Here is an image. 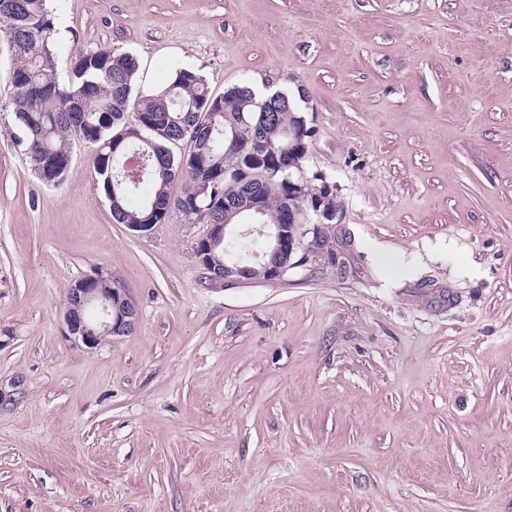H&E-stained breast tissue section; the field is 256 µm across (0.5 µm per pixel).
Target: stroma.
<instances>
[{
	"label": "stroma",
	"mask_w": 512,
	"mask_h": 512,
	"mask_svg": "<svg viewBox=\"0 0 512 512\" xmlns=\"http://www.w3.org/2000/svg\"><path fill=\"white\" fill-rule=\"evenodd\" d=\"M64 47L213 94L303 89L339 267L205 279V225L113 223L75 145L56 186L8 108L0 24V512H512V0H52ZM136 306L97 348L69 290ZM108 276L111 282L107 275L98 271L80 279L79 288L72 287L69 290L71 300L66 313L68 337L88 348L97 347L107 337L129 332L137 321L135 306L118 282L112 281V275ZM90 282L94 283L96 288H87ZM112 283L114 286L117 283L120 288H113ZM114 297L123 298L124 305L112 312ZM91 309L96 312L94 317L85 314L86 310Z\"/></svg>",
	"instance_id": "stroma-1"
}]
</instances>
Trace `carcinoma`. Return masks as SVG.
I'll return each instance as SVG.
<instances>
[{"mask_svg": "<svg viewBox=\"0 0 512 512\" xmlns=\"http://www.w3.org/2000/svg\"><path fill=\"white\" fill-rule=\"evenodd\" d=\"M0 23L27 46L16 54L10 73V106L32 169L68 161L77 142L97 145L99 183L113 203L112 219L124 225L162 224L174 211L192 224H222L224 214L210 210L212 195L238 202L246 185L262 197L266 223L288 219V236L309 254L336 264L326 232L316 229L308 241L302 230L317 223L314 205L323 176L312 175L306 198L284 182L304 173L308 146L288 148L283 136L304 117L301 106L292 101L280 112H269L247 81L214 96L204 76L178 64L165 86L136 93L138 59L119 50L76 54L63 79L57 68L62 45L47 0H0ZM134 155L142 164L128 176L126 162ZM239 168L248 171L244 185L237 179ZM179 178L186 185L173 198L169 186ZM230 250L234 263L251 267L249 278H267L262 265L254 263L266 242L247 234L214 250L209 279L224 278Z\"/></svg>", "mask_w": 512, "mask_h": 512, "instance_id": "obj_1", "label": "carcinoma"}]
</instances>
